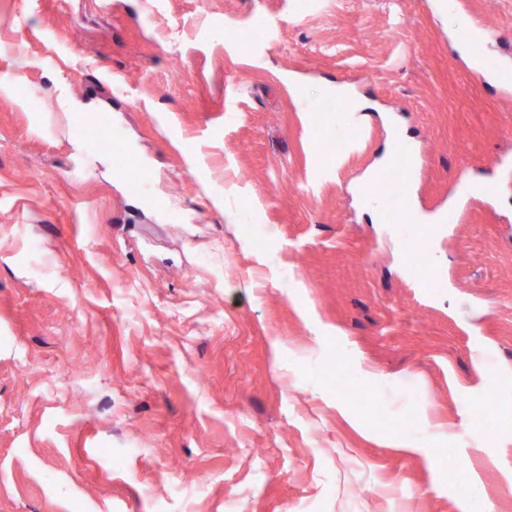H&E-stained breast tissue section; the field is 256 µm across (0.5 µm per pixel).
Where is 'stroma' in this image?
Listing matches in <instances>:
<instances>
[{"instance_id":"stroma-1","label":"stroma","mask_w":512,"mask_h":512,"mask_svg":"<svg viewBox=\"0 0 512 512\" xmlns=\"http://www.w3.org/2000/svg\"><path fill=\"white\" fill-rule=\"evenodd\" d=\"M436 2L0 0V512H512V0ZM332 112H336V125L344 131H349L352 120L358 112L364 111L365 103L356 97L345 85H336L331 90ZM85 136L108 147L111 156L113 154L115 169L126 178L131 193L139 194L144 190V185L147 182L146 174L139 169L128 170L124 166L123 155L125 150L117 130L112 129L110 124L103 121L95 127L87 128ZM401 173L394 178L389 179L393 184H397L402 191L401 203L398 207L394 208L385 203L380 204L381 210L385 215L387 221L391 224H408L407 221L404 220V215L406 212V201H405V190L406 186L411 178V170L409 168H403Z\"/></svg>"}]
</instances>
